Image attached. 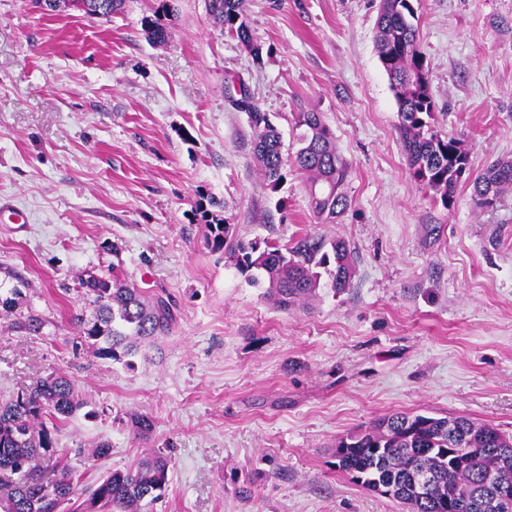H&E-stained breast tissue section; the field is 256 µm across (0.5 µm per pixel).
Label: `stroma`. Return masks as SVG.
Returning a JSON list of instances; mask_svg holds the SVG:
<instances>
[{"instance_id":"stroma-1","label":"stroma","mask_w":512,"mask_h":512,"mask_svg":"<svg viewBox=\"0 0 512 512\" xmlns=\"http://www.w3.org/2000/svg\"><path fill=\"white\" fill-rule=\"evenodd\" d=\"M159 4L126 0L105 20L0 0V205L26 215L0 222V288L45 321L33 335L0 315V401L68 375L87 410L58 442L84 449L86 483L168 449L150 512H399L338 470L335 446L393 413L512 435V190L484 211L463 184L448 210L413 178L376 52L380 0H247L257 57L207 0H174L166 43H152L143 20ZM413 4L437 130L474 172L512 158V0ZM243 89L287 155L297 113H321L352 166L336 223L317 220L295 170L263 184ZM200 206L246 243L346 241L350 288L274 306L208 246ZM115 267L176 304L172 332L128 366L76 328L82 278ZM102 441L111 456L92 457Z\"/></svg>"}]
</instances>
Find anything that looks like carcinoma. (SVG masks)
<instances>
[{
	"label": "carcinoma",
	"instance_id": "obj_1",
	"mask_svg": "<svg viewBox=\"0 0 512 512\" xmlns=\"http://www.w3.org/2000/svg\"><path fill=\"white\" fill-rule=\"evenodd\" d=\"M125 0H61L46 3L76 8L92 18H110ZM207 11L221 31L259 55L247 20L246 0H207ZM144 30L157 44L166 42L160 19L145 18ZM418 17L411 0H382L377 18L376 50L397 104L398 129L413 177L439 198L448 210L455 205L461 182L473 186V202L492 210L504 191L512 188V160L497 158L480 174L461 176L470 165L459 141L431 123L436 103L424 58L417 42ZM248 114L254 130L252 150L260 178L275 191L290 165L306 176L312 211L323 223L333 222L350 205L343 187L350 166L340 155L333 133L318 112L297 113L295 151L284 159L280 132L254 102L236 103ZM212 248L228 251L238 271L265 296L288 309L329 286L350 288L355 257L343 240L305 238L294 246L247 245L231 240V225L212 212H203ZM83 299L91 318H77L81 339L105 359L125 363L142 345L167 336L176 323L171 298L155 294L146 299L125 275L87 274ZM84 407L73 382L59 374L33 387L17 390L0 402V512H143L161 499L170 483L171 457L153 448L133 466L111 471L92 488H82L83 473L57 447V424ZM336 467L351 480L397 502L404 512H512V497L498 492L512 484V438L490 425L458 417L394 413L370 429L336 444Z\"/></svg>",
	"mask_w": 512,
	"mask_h": 512
}]
</instances>
